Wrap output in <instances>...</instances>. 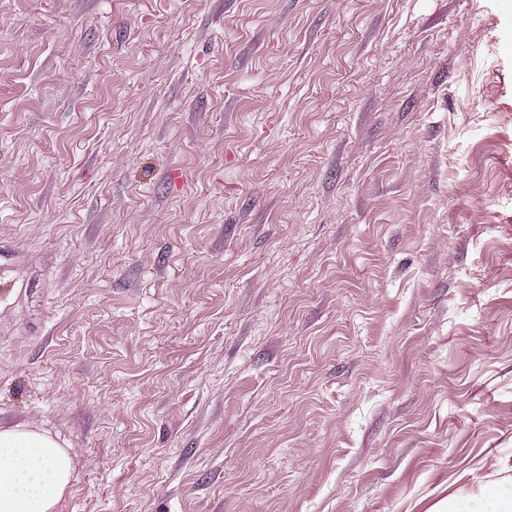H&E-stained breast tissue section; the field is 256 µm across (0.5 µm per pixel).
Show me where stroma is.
<instances>
[{"label":"stroma","instance_id":"stroma-1","mask_svg":"<svg viewBox=\"0 0 512 512\" xmlns=\"http://www.w3.org/2000/svg\"><path fill=\"white\" fill-rule=\"evenodd\" d=\"M0 263L58 512L512 479V0H0Z\"/></svg>","mask_w":512,"mask_h":512}]
</instances>
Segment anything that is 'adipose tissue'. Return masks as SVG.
Returning <instances> with one entry per match:
<instances>
[{"label":"adipose tissue","instance_id":"obj_1","mask_svg":"<svg viewBox=\"0 0 512 512\" xmlns=\"http://www.w3.org/2000/svg\"><path fill=\"white\" fill-rule=\"evenodd\" d=\"M69 449L27 424L0 428V512H56L73 477ZM448 512H512V485L449 496Z\"/></svg>","mask_w":512,"mask_h":512}]
</instances>
